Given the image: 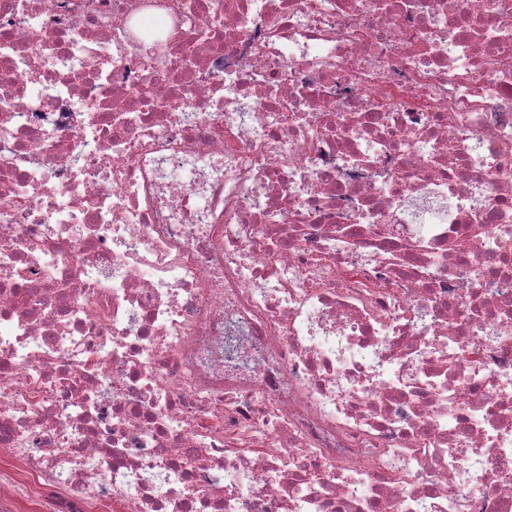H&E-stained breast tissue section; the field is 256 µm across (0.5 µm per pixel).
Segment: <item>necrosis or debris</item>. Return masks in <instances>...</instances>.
Here are the masks:
<instances>
[{
  "label": "necrosis or debris",
  "mask_w": 512,
  "mask_h": 512,
  "mask_svg": "<svg viewBox=\"0 0 512 512\" xmlns=\"http://www.w3.org/2000/svg\"><path fill=\"white\" fill-rule=\"evenodd\" d=\"M0 512H512V0H0Z\"/></svg>",
  "instance_id": "obj_1"
}]
</instances>
